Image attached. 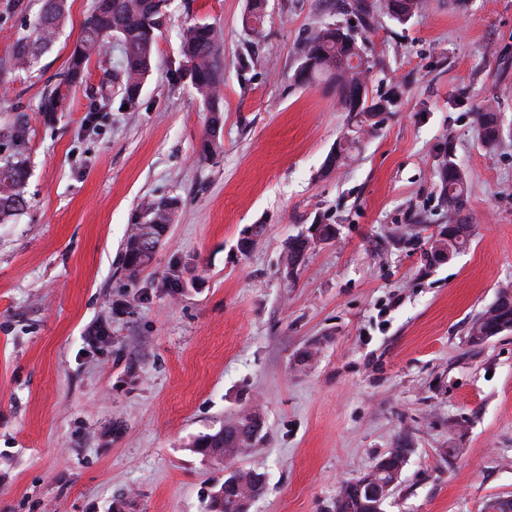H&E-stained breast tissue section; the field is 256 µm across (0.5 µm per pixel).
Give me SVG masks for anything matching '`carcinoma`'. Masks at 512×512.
<instances>
[{
	"instance_id": "carcinoma-1",
	"label": "carcinoma",
	"mask_w": 512,
	"mask_h": 512,
	"mask_svg": "<svg viewBox=\"0 0 512 512\" xmlns=\"http://www.w3.org/2000/svg\"><path fill=\"white\" fill-rule=\"evenodd\" d=\"M162 2L164 0H95L71 48L63 86L70 88L82 83L93 57L102 53L108 39L115 38L123 50L122 91L127 99H135L155 65V47L164 28L159 18L165 15V11L158 10V4ZM263 2L249 0L245 24L255 32L263 24ZM423 6L424 0H385L384 4L387 12L399 22L406 21ZM66 18L67 0H44L35 35H21L12 44L13 65L22 71L33 69L42 52L59 38ZM181 43V70L208 112L210 136L201 145V155L208 157L220 148L216 136L222 121L224 101L219 63L220 31L210 23L195 22L184 29ZM298 56L296 79L299 84L306 86L316 80L324 81L336 92L341 108L350 115L347 130L336 141L334 164L324 168L330 173L344 165L351 149L360 142L361 133L377 131L384 113L393 106L394 98L376 99L366 92L363 99H358V90L367 85L374 63L347 27L331 24L312 30L299 46ZM64 98L62 86H58L42 98L38 111L51 118L59 111ZM477 118L483 146L490 152L496 150L501 140L498 114L489 106L487 111L477 113ZM28 140L29 126L23 121L0 131V224L12 223L28 205L25 192ZM437 178L440 199L448 208V226L441 235L443 242L457 252L465 248L471 239V225L460 216L465 191L464 175L451 156L446 155L438 167ZM175 209L177 200L174 198L141 205L125 251L130 273H137L139 265L151 259L136 243L143 241L153 226L171 223ZM495 322L502 323L512 332V309L500 310L491 305L478 313L470 322L468 342L479 345ZM250 416L249 412L241 414L219 432L199 438L195 447L207 456L234 462L254 445L246 430ZM259 476L260 473L253 469L240 468L229 473L224 483H233L235 489L226 491L222 497L215 496L214 507L219 512H244L243 498L247 495L255 498L263 490L258 485ZM385 500L386 497L380 495L366 474L341 488L336 497L335 512H382Z\"/></svg>"
}]
</instances>
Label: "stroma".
<instances>
[{"mask_svg": "<svg viewBox=\"0 0 512 512\" xmlns=\"http://www.w3.org/2000/svg\"><path fill=\"white\" fill-rule=\"evenodd\" d=\"M94 3L69 0L29 74L10 47L42 0H0V126H30V205L0 224V512H210L224 463L194 442L252 407L264 428L240 462L266 483L250 512H334L391 448L409 455L384 512L512 498V333L467 342L512 289V0H426L404 24L384 0H267L257 32L247 0H167L138 98L111 40L43 121ZM197 21L222 32L224 125L207 158L208 115L180 69ZM325 23L352 26L377 63L370 96L395 97L329 174L349 115L295 80L298 44ZM488 99L504 128L492 153L475 118ZM447 150L472 237L440 263ZM168 197L172 224L129 273L140 203ZM313 224L340 234L286 274L288 239Z\"/></svg>", "mask_w": 512, "mask_h": 512, "instance_id": "35a3bbf8", "label": "stroma"}]
</instances>
